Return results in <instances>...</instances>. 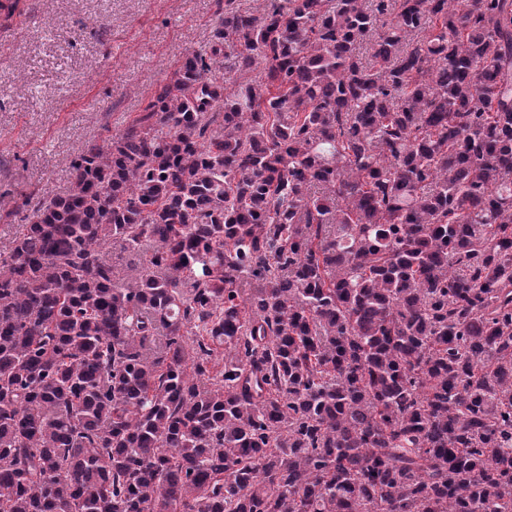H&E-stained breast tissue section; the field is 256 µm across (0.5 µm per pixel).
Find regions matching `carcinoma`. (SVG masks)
Here are the masks:
<instances>
[{
  "mask_svg": "<svg viewBox=\"0 0 512 512\" xmlns=\"http://www.w3.org/2000/svg\"><path fill=\"white\" fill-rule=\"evenodd\" d=\"M72 169L0 256V512H512V0H224Z\"/></svg>",
  "mask_w": 512,
  "mask_h": 512,
  "instance_id": "obj_1",
  "label": "carcinoma"
}]
</instances>
